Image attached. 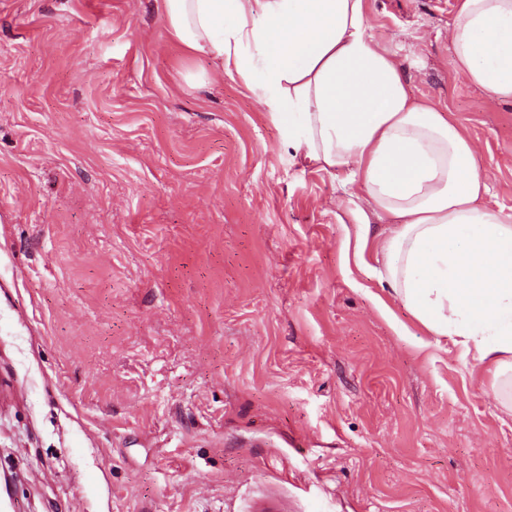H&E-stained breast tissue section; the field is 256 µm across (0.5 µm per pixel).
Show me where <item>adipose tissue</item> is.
<instances>
[{
  "label": "adipose tissue",
  "mask_w": 512,
  "mask_h": 512,
  "mask_svg": "<svg viewBox=\"0 0 512 512\" xmlns=\"http://www.w3.org/2000/svg\"><path fill=\"white\" fill-rule=\"evenodd\" d=\"M171 38L236 73L295 153L351 168L357 200L393 223L384 279L428 330L512 371V212L461 127L414 99L369 33L366 0H161ZM451 65L512 102V0H457Z\"/></svg>",
  "instance_id": "ef3b65f1"
}]
</instances>
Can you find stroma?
Here are the masks:
<instances>
[{
    "label": "stroma",
    "mask_w": 512,
    "mask_h": 512,
    "mask_svg": "<svg viewBox=\"0 0 512 512\" xmlns=\"http://www.w3.org/2000/svg\"><path fill=\"white\" fill-rule=\"evenodd\" d=\"M512 209L456 0H366ZM158 0H0V471L18 512H512V377L381 277L391 230Z\"/></svg>",
    "instance_id": "35a3bbf8"
}]
</instances>
